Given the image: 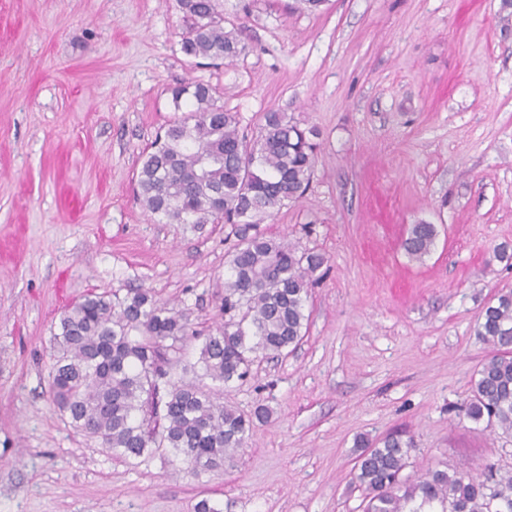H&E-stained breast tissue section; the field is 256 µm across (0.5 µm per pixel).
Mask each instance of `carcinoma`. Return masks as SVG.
<instances>
[{"instance_id": "cac0c4a2", "label": "carcinoma", "mask_w": 512, "mask_h": 512, "mask_svg": "<svg viewBox=\"0 0 512 512\" xmlns=\"http://www.w3.org/2000/svg\"><path fill=\"white\" fill-rule=\"evenodd\" d=\"M187 19L180 51L196 66L217 67L245 51L224 29L221 0H178ZM174 116L140 156L136 194L155 224L231 225L238 239L227 260L219 313L206 335L183 311L149 288L125 296L85 294L60 317L50 393L72 428L126 460L170 453L199 475L224 469L252 434L247 416L217 402L224 386L244 379L254 355L282 356L308 331L307 303L322 255L265 236L260 221L303 197L314 174L317 132L284 112L263 115L258 135L240 133L238 113L218 88L202 82L171 91ZM438 236L420 222L403 247L421 261ZM476 336L490 353L471 379L468 418L512 433V291L485 306ZM197 365H182L188 339ZM195 379L187 381L188 372ZM353 483L362 512H512V470L486 462L403 475L414 441L401 433L362 440Z\"/></svg>"}]
</instances>
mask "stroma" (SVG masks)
Masks as SVG:
<instances>
[{"mask_svg":"<svg viewBox=\"0 0 512 512\" xmlns=\"http://www.w3.org/2000/svg\"><path fill=\"white\" fill-rule=\"evenodd\" d=\"M247 46L219 68L180 51L177 0H0V512H362L360 438L406 431V473L487 461L512 435L469 420L490 351L483 307L512 290V8L502 0H223ZM224 93L240 130L279 110L317 130L305 195L270 236L325 255L309 329L257 358L224 405L272 411L224 471L127 461L63 422L52 336L85 293L149 288L199 330L221 321V224H154L135 195L170 90ZM438 228L423 260L402 243Z\"/></svg>","mask_w":512,"mask_h":512,"instance_id":"35a3bbf8","label":"stroma"}]
</instances>
